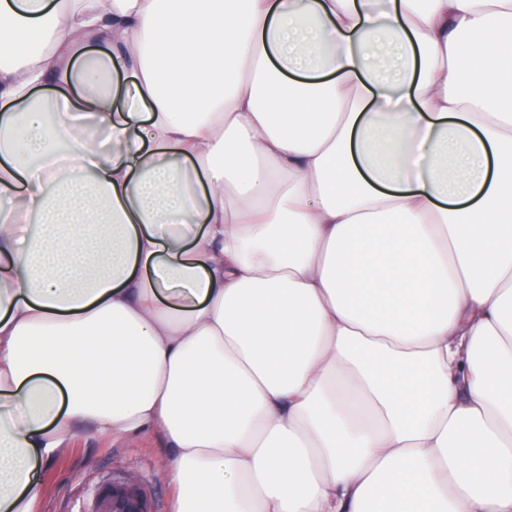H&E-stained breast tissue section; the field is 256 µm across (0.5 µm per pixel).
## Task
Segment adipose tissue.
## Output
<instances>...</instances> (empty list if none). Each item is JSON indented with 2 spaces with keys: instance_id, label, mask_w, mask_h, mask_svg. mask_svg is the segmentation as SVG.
<instances>
[{
  "instance_id": "ef3b65f1",
  "label": "adipose tissue",
  "mask_w": 512,
  "mask_h": 512,
  "mask_svg": "<svg viewBox=\"0 0 512 512\" xmlns=\"http://www.w3.org/2000/svg\"><path fill=\"white\" fill-rule=\"evenodd\" d=\"M508 17L0 0V512L82 432L175 512H512Z\"/></svg>"
}]
</instances>
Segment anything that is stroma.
I'll list each match as a JSON object with an SVG mask.
<instances>
[{
    "mask_svg": "<svg viewBox=\"0 0 512 512\" xmlns=\"http://www.w3.org/2000/svg\"><path fill=\"white\" fill-rule=\"evenodd\" d=\"M156 440L111 441L79 434L71 448L40 473L41 512H86L108 485L135 477L149 512H171V490L161 475Z\"/></svg>",
    "mask_w": 512,
    "mask_h": 512,
    "instance_id": "obj_1",
    "label": "stroma"
}]
</instances>
